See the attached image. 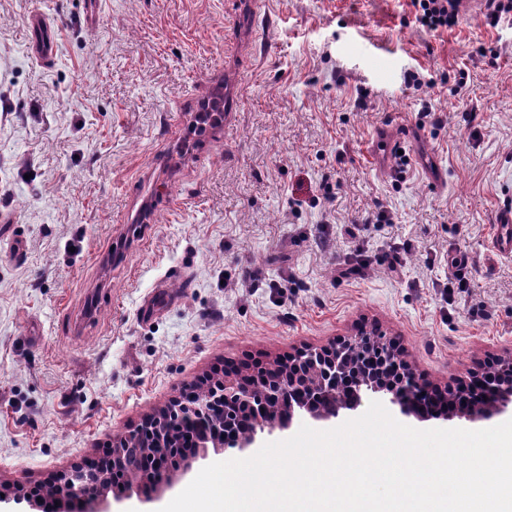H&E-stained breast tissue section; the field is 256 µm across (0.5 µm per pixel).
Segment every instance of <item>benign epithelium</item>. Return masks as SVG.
I'll return each instance as SVG.
<instances>
[{"instance_id":"7a95c632","label":"benign epithelium","mask_w":512,"mask_h":512,"mask_svg":"<svg viewBox=\"0 0 512 512\" xmlns=\"http://www.w3.org/2000/svg\"><path fill=\"white\" fill-rule=\"evenodd\" d=\"M498 363L492 375H475L441 388L422 379L404 351L373 328L353 339L301 349L284 364L239 376H208L202 382L218 384L213 395L197 399L184 390L166 408L114 435L109 458L92 460L62 475L53 485L54 498L78 502L81 512H102L110 480L124 466L128 440L136 437L149 439L138 460L145 482L161 493L210 451H223L227 441L240 451L256 448L264 433L289 429L297 418L325 422L350 418L373 400L419 422L484 421L512 411V351ZM269 403L276 404V412L256 417L245 434L228 433L215 418L218 409L242 417ZM184 426L200 438L191 453L172 458L165 449L174 445V435ZM25 504L32 510L40 506L18 487L0 484V512H21Z\"/></svg>"}]
</instances>
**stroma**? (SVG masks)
<instances>
[{
  "mask_svg": "<svg viewBox=\"0 0 512 512\" xmlns=\"http://www.w3.org/2000/svg\"><path fill=\"white\" fill-rule=\"evenodd\" d=\"M249 2L0 0V480L50 481L204 374L363 328L441 385L512 348V13L429 33L410 0ZM382 126L406 162L378 166ZM462 252L469 285L444 291ZM31 29L34 40L32 42V51L39 61L46 63L54 57V39L50 22L45 16L37 15L31 22ZM498 234L495 240V249L505 255L512 254V209L498 213L496 218Z\"/></svg>",
  "mask_w": 512,
  "mask_h": 512,
  "instance_id": "stroma-1",
  "label": "stroma"
}]
</instances>
